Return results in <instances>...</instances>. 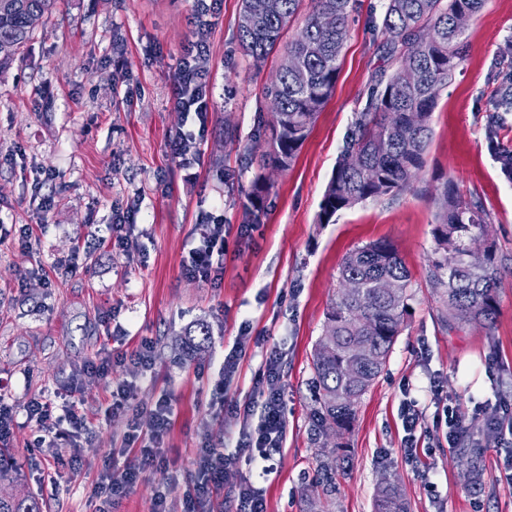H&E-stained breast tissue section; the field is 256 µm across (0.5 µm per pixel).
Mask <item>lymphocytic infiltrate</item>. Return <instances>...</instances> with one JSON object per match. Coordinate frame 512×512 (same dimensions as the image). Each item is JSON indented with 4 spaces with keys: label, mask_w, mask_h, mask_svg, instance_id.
Masks as SVG:
<instances>
[{
    "label": "lymphocytic infiltrate",
    "mask_w": 512,
    "mask_h": 512,
    "mask_svg": "<svg viewBox=\"0 0 512 512\" xmlns=\"http://www.w3.org/2000/svg\"><path fill=\"white\" fill-rule=\"evenodd\" d=\"M212 10L207 0H200L197 11L196 38L185 50L174 74V98L180 111L194 113L200 128L208 126V86L206 84V61L209 55L207 44V17ZM200 227L199 242L191 248L189 257L182 265L185 275L202 280H214L223 272L224 226L219 216L213 212L198 215ZM130 365L132 372L147 374L154 370L153 346L150 341H142L139 349L132 353L113 351L106 356L85 363L80 375L99 378L108 377L113 368ZM256 392L261 399V411L256 425L240 429L231 442L232 450H224L211 445H202L196 450L197 470L192 482V491L184 499V512H201L214 493L224 484V478L239 457L249 455L269 460L279 453L285 440L286 412L284 385L280 372V357L270 352L262 363ZM81 388L71 383L68 399L64 406H57L49 397L30 400L26 406L29 420L35 421L38 434L37 447L55 448L59 439L78 441L87 434L88 426L76 411L80 402ZM135 387L124 381L112 392L111 412H123L129 417V431L125 437L127 446L133 447L138 462L113 473L104 469L94 494L100 499L98 512H112V507L123 497L128 488L135 484L142 467L159 466L164 462L162 453L163 438L166 435L172 415L169 398H159L150 410L139 408L134 403Z\"/></svg>",
    "instance_id": "1"
}]
</instances>
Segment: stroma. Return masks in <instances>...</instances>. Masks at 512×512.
Instances as JSON below:
<instances>
[{"instance_id":"stroma-1","label":"stroma","mask_w":512,"mask_h":512,"mask_svg":"<svg viewBox=\"0 0 512 512\" xmlns=\"http://www.w3.org/2000/svg\"><path fill=\"white\" fill-rule=\"evenodd\" d=\"M241 4L219 0L212 17L208 132L191 169L171 155L168 140L199 127L195 115L172 102L173 76L194 36L196 0H60L0 70V398L17 418L0 448L41 498L43 512H95L101 470L119 472L136 462L121 452L127 415L107 412L113 385L133 380L139 406L152 407L165 394L172 400L167 466L146 470L112 512H154L166 483L173 512H182L196 449L204 442L222 447L244 422H257L256 374L275 349L287 404L283 447L264 474L240 460L210 512H235L231 488L244 477L261 489L266 512H306L320 465L308 421L311 354L345 256L388 240L410 272L412 298L387 367L358 403L337 452L336 512H374L385 474L398 480L411 512H512V429L481 433L486 416L512 419V265L501 272L500 312L489 331L448 328L430 277L432 194L446 184L463 199H481L490 215L489 243L512 255V183L500 174L486 138L497 114L500 138L512 144V110L492 106L507 71L504 51L512 46V0H485L467 27L465 62L437 99L413 186L342 211L328 224L318 221L319 205L350 125L365 106L372 76L392 68L381 26L384 0H359L334 92L286 170L276 168L267 145L254 142V116L267 107L264 89L281 56L258 64L241 53ZM228 128L234 138L225 136ZM258 179L269 189L247 241L240 226ZM127 210L135 221L125 232L127 246L109 244L108 224ZM202 210L221 215L228 246L223 274L213 283L182 272ZM18 224L36 225L29 246L18 244ZM78 249L86 256L73 271ZM197 323L210 336L190 357L182 341ZM145 339L154 346L153 375L135 378L118 367L107 378H85L77 412L91 433L81 442L82 468L59 488L41 482L55 461L33 447L26 404L63 392L75 371L101 353L131 351ZM234 346L239 370L220 382V364ZM434 378L443 385L437 396L429 391ZM219 383L229 405L220 414L209 406ZM410 400L421 413L414 462L402 449L400 419ZM448 406L469 426L461 443L479 452L478 484H468L448 446Z\"/></svg>"}]
</instances>
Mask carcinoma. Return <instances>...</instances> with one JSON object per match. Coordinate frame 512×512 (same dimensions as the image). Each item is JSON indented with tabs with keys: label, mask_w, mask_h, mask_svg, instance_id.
<instances>
[{
	"label": "carcinoma",
	"mask_w": 512,
	"mask_h": 512,
	"mask_svg": "<svg viewBox=\"0 0 512 512\" xmlns=\"http://www.w3.org/2000/svg\"><path fill=\"white\" fill-rule=\"evenodd\" d=\"M274 13L254 19L242 0L237 24L244 55L268 59L279 47L298 60L297 70L284 71L277 84L265 87L270 117L260 113L255 131H270L273 163L289 167L307 139L319 112L331 97L340 72V57L349 36L348 22L357 0H312L300 32L286 39L302 0H276ZM485 0H386L382 27L387 55L395 61L390 74L375 76L364 111L355 116L346 145L320 203L319 223L369 199L409 189L418 178L431 137V116L441 90L447 88L466 57L464 32L454 18L476 16ZM57 0H0V69L7 67L31 39L35 23L51 13ZM336 14V31L318 25L319 12ZM488 149L503 177L512 182V146L498 139L496 125L487 131ZM268 186L262 180L248 193V214L259 211ZM437 206L431 276L441 286L443 318L492 330L499 314L501 268L507 257L488 250L485 266L463 262L468 247L488 235V215L479 200H464L448 189L433 197ZM383 278L400 283L386 295L376 288ZM338 279H355L360 294H338L325 313L324 335L330 350L317 344L312 355L309 420L314 440L335 434L341 439L355 421L356 406L385 369L404 327L411 299L410 274L395 245L379 241L359 247L344 258ZM365 355L356 357V346ZM332 469L317 470L307 512H335ZM375 512H410L400 486L385 477L378 486ZM0 512H42L29 492L0 496Z\"/></svg>",
	"instance_id": "1"
}]
</instances>
